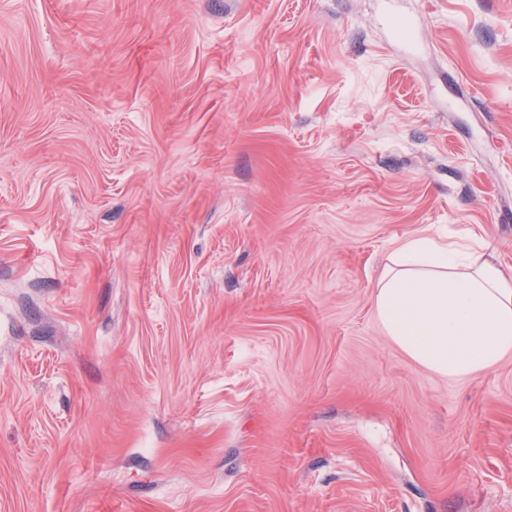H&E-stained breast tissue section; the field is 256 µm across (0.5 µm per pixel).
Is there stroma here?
Listing matches in <instances>:
<instances>
[{
    "instance_id": "1",
    "label": "stroma",
    "mask_w": 512,
    "mask_h": 512,
    "mask_svg": "<svg viewBox=\"0 0 512 512\" xmlns=\"http://www.w3.org/2000/svg\"><path fill=\"white\" fill-rule=\"evenodd\" d=\"M423 236L512 273V0H0V512H512ZM375 306L392 342L438 375L469 376L512 353V276L461 244L406 241Z\"/></svg>"
}]
</instances>
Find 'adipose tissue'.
I'll use <instances>...</instances> for the list:
<instances>
[{"label":"adipose tissue","mask_w":512,"mask_h":512,"mask_svg":"<svg viewBox=\"0 0 512 512\" xmlns=\"http://www.w3.org/2000/svg\"><path fill=\"white\" fill-rule=\"evenodd\" d=\"M375 306L392 342L438 375L469 376L512 353V276L463 245L406 241Z\"/></svg>","instance_id":"obj_1"}]
</instances>
